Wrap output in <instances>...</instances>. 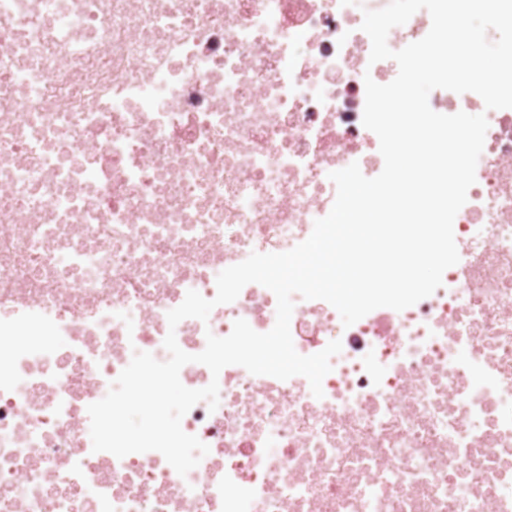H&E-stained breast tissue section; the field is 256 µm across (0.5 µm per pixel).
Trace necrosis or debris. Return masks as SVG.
I'll return each mask as SVG.
<instances>
[{
  "instance_id": "1",
  "label": "necrosis or debris",
  "mask_w": 512,
  "mask_h": 512,
  "mask_svg": "<svg viewBox=\"0 0 512 512\" xmlns=\"http://www.w3.org/2000/svg\"><path fill=\"white\" fill-rule=\"evenodd\" d=\"M388 2L0 0V512H512V108L473 92L429 95L489 121L440 288L348 327L294 296L299 354L342 343L319 398L185 365L220 390L181 421L209 447L187 476L92 449L87 408L134 351L274 327L257 283L208 321L167 313L307 239L331 172L380 165L364 80L398 65L361 25Z\"/></svg>"
}]
</instances>
